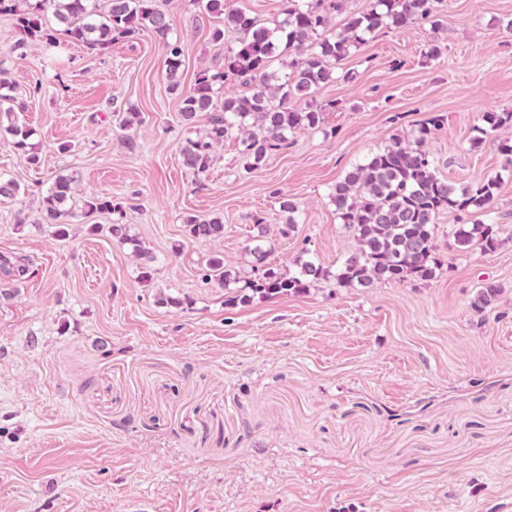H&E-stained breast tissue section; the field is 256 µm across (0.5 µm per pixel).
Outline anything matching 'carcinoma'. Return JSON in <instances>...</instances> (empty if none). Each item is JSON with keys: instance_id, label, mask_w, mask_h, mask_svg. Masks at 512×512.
I'll use <instances>...</instances> for the list:
<instances>
[{"instance_id": "cac0c4a2", "label": "carcinoma", "mask_w": 512, "mask_h": 512, "mask_svg": "<svg viewBox=\"0 0 512 512\" xmlns=\"http://www.w3.org/2000/svg\"><path fill=\"white\" fill-rule=\"evenodd\" d=\"M216 20L211 33L214 41L224 33H237L235 45L224 51V70L199 72L188 92L180 90L178 74L184 48L172 39L170 17L157 0H0V15L12 16L22 38H41L54 43L55 36L43 30V21L54 25L70 40L90 50L105 51L112 43L150 32L165 49L169 87L180 92L181 118L192 126L201 116L208 117L205 136L188 139L180 149L182 165L196 174L210 167L211 154L224 139L240 138L244 167H258L272 151L286 149L290 137L301 130L323 129L325 113L336 108V101L321 103L314 95L350 74L339 73L337 64L368 38L381 31H400L414 24L442 27L444 0H368L358 12L347 10V0H282V21L267 27L242 8H226L224 0H192ZM344 16L340 26L333 20ZM279 61L280 67L273 66ZM248 87L242 94L224 95L218 103L215 94L227 82ZM13 88L0 81V119L10 121L8 131L14 145L29 163L38 159L29 143L33 131L12 120ZM306 100L305 107L291 105ZM489 128L512 126V112H488L483 116ZM440 127L433 117L419 124L411 138L394 137L384 148L368 155L346 172L330 193L336 216L350 231L356 247L349 251L336 270L341 288H368L376 281L402 282L409 278L430 280L444 265L436 244L439 217L448 214L458 221L462 215L475 217L457 225L453 246L458 250L477 248L483 254L496 252L503 244L500 228L491 218L503 177L497 174L466 187L440 176L426 142ZM73 177L60 175L43 200L45 220L53 223L70 214ZM282 208L288 218L279 233L288 235L297 224V205L288 200ZM187 235L214 242L224 238L219 217L189 216L184 220ZM257 234L249 246L254 258L252 276L244 280L238 294L229 301H249L255 297L272 299L306 293L329 272L313 260L298 259L295 269L282 272L267 263L271 248L266 246L269 229L259 217L254 220ZM109 232L121 244L132 246L139 260H152L124 224H112ZM204 280L228 288L236 281L224 266V258L209 260ZM500 288L487 282L480 288L473 308L482 312L493 304Z\"/></svg>"}]
</instances>
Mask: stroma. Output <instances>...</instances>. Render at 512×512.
Listing matches in <instances>:
<instances>
[{"mask_svg":"<svg viewBox=\"0 0 512 512\" xmlns=\"http://www.w3.org/2000/svg\"><path fill=\"white\" fill-rule=\"evenodd\" d=\"M159 4L193 88L224 46L203 9ZM19 37L0 16V71L40 158L27 164L0 129V177L20 186L0 198V260L28 268L0 270V512H512V175L499 149L512 128L474 140L486 113L512 112V0H448L443 28L375 34L342 62L351 80L317 92L336 103L323 129L252 170L227 138L200 176L179 149L208 123H181L149 32L101 53ZM121 112L141 117L129 145ZM434 116L440 175L504 176L497 252L455 249L444 215L445 264L430 280L328 279L235 303L204 281L215 256L249 275L258 217L273 267L303 256L336 271L355 241L332 188ZM60 174L74 178L64 237L41 214ZM95 197L120 205L148 267L90 232L115 220L86 214ZM286 199L299 217L284 237ZM190 215L223 217V241L190 239ZM487 280L501 293L479 313Z\"/></svg>","mask_w":512,"mask_h":512,"instance_id":"obj_1","label":"stroma"}]
</instances>
